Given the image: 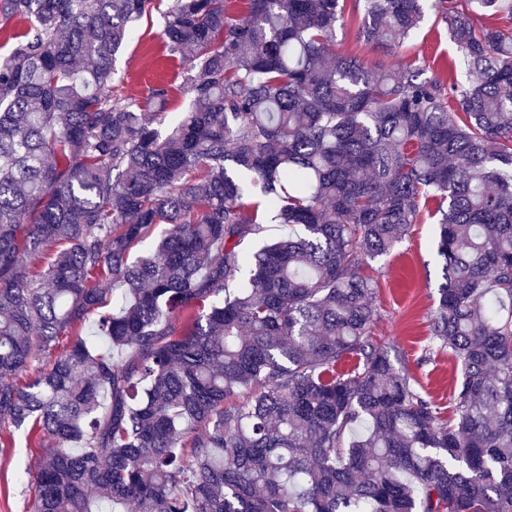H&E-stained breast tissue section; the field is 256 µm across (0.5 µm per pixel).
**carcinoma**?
<instances>
[{
	"instance_id": "cac0c4a2",
	"label": "carcinoma",
	"mask_w": 512,
	"mask_h": 512,
	"mask_svg": "<svg viewBox=\"0 0 512 512\" xmlns=\"http://www.w3.org/2000/svg\"><path fill=\"white\" fill-rule=\"evenodd\" d=\"M245 2L0 0V424L54 442L30 512H512V31L474 21L512 0H434L447 83L338 53L340 0ZM356 2L371 46L423 19ZM157 17L166 134L168 86L115 91ZM431 202L450 413L373 343L363 273ZM261 207L288 235L245 251ZM91 314L127 357L54 353ZM119 88L126 95L142 97L159 81L172 88L169 112H184L188 100L181 91V74L185 66L179 59L167 56L161 26L154 19L142 22L117 62Z\"/></svg>"
}]
</instances>
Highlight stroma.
<instances>
[{
    "label": "stroma",
    "instance_id": "35a3bbf8",
    "mask_svg": "<svg viewBox=\"0 0 512 512\" xmlns=\"http://www.w3.org/2000/svg\"><path fill=\"white\" fill-rule=\"evenodd\" d=\"M339 53L361 58L372 69H389L396 64L429 65L442 78L455 72L459 54L448 29L435 10H427L420 26L392 51L366 46L357 37V12L354 0H345L343 20L336 30ZM124 94L142 97L149 87L165 82L172 89L170 111H184L188 100L180 88L184 66L168 57L159 22H142L117 62ZM435 226L429 215L412 225L408 237L391 254L371 262L366 273L377 285V316L371 336L378 346L398 350L399 367L416 388L442 406H450L456 372L447 353L437 352L427 364L419 359L429 343V324L440 267L434 243ZM0 433L9 435L11 448L0 453V512H28L31 486L35 478L29 471L49 440L25 430L6 426Z\"/></svg>",
    "mask_w": 512,
    "mask_h": 512
}]
</instances>
